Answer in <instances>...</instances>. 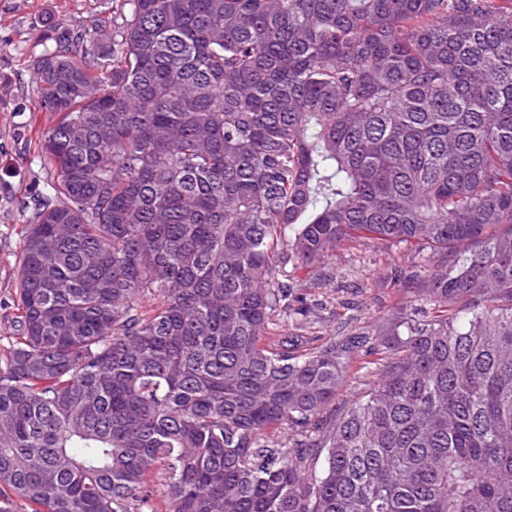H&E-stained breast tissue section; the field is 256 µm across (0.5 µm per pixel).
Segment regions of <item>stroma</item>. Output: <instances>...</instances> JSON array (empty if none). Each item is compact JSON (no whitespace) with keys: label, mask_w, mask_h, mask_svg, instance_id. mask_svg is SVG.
Returning a JSON list of instances; mask_svg holds the SVG:
<instances>
[{"label":"stroma","mask_w":512,"mask_h":512,"mask_svg":"<svg viewBox=\"0 0 512 512\" xmlns=\"http://www.w3.org/2000/svg\"><path fill=\"white\" fill-rule=\"evenodd\" d=\"M119 0H0V358L16 329L21 229L30 214L22 204L55 175L37 156L41 135L56 121L38 102L32 70L48 45L44 23L88 28L100 18L119 15ZM413 254L401 246L370 241L337 251L324 268L323 286L301 288L309 306L308 323L297 329L293 313L277 317L278 336H350L371 331L406 294L390 285L392 267L412 265Z\"/></svg>","instance_id":"stroma-1"}]
</instances>
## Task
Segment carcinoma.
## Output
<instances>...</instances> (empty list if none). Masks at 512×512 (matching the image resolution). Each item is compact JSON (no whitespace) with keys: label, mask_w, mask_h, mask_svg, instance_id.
<instances>
[{"label":"carcinoma","mask_w":512,"mask_h":512,"mask_svg":"<svg viewBox=\"0 0 512 512\" xmlns=\"http://www.w3.org/2000/svg\"><path fill=\"white\" fill-rule=\"evenodd\" d=\"M122 2L33 62L0 512H512V6ZM362 239L418 264L323 421L358 341L267 337ZM368 350V344L358 348L354 364L348 370L336 392V401L324 411L322 414L323 419H329L335 416V414L337 416L348 401L357 399L366 391V384L368 382L364 377L366 369H361V367L366 362L375 359L373 355H368Z\"/></svg>","instance_id":"carcinoma-1"}]
</instances>
